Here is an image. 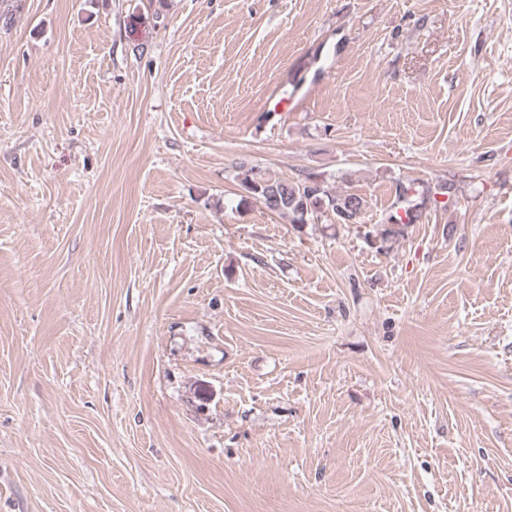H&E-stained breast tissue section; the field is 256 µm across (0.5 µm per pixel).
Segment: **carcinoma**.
I'll use <instances>...</instances> for the list:
<instances>
[{
	"label": "carcinoma",
	"mask_w": 512,
	"mask_h": 512,
	"mask_svg": "<svg viewBox=\"0 0 512 512\" xmlns=\"http://www.w3.org/2000/svg\"><path fill=\"white\" fill-rule=\"evenodd\" d=\"M239 169L245 189L267 210L288 215L293 224L308 223L317 210L330 211L339 223L354 224L365 206L362 197L356 194H333L316 177L286 181L268 176L245 164L240 165ZM408 194V187L402 185L398 188L396 195L400 207L390 215L388 225L381 234V242L387 243L403 235L405 228L421 217L417 207L407 204Z\"/></svg>",
	"instance_id": "obj_1"
}]
</instances>
